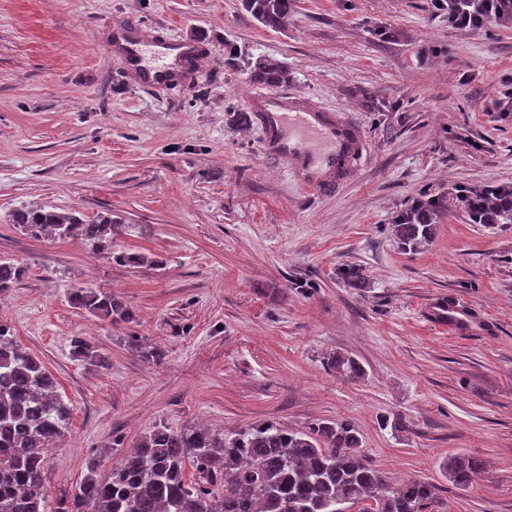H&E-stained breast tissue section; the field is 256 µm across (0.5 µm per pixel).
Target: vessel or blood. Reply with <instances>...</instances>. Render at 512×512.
Segmentation results:
<instances>
[{"label": "vessel or blood", "instance_id": "1", "mask_svg": "<svg viewBox=\"0 0 512 512\" xmlns=\"http://www.w3.org/2000/svg\"><path fill=\"white\" fill-rule=\"evenodd\" d=\"M127 56L142 86L165 84L172 75L165 65L141 67L138 44L128 45ZM263 118L271 133H278L285 124L293 128L295 136L288 142V155L301 168L309 170L318 165L328 171L335 170L346 161L355 146L353 130L339 123L333 113L310 110L285 97L278 105L266 110Z\"/></svg>", "mask_w": 512, "mask_h": 512}]
</instances>
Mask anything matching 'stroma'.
<instances>
[{
	"instance_id": "obj_1",
	"label": "stroma",
	"mask_w": 512,
	"mask_h": 512,
	"mask_svg": "<svg viewBox=\"0 0 512 512\" xmlns=\"http://www.w3.org/2000/svg\"><path fill=\"white\" fill-rule=\"evenodd\" d=\"M128 17L145 43L200 44L194 66L139 85ZM228 41L287 68L267 98L358 128L327 192L305 190L266 124L238 119L256 88L225 66ZM490 181L512 183V30L458 28L431 0H295L278 30L242 0H0V260L28 269L0 320L70 410L44 457L48 500L158 425L346 420L389 481L434 485L436 512H512V224L451 216L407 253L392 224L419 193ZM25 206L112 213L142 262L29 238L9 222ZM74 287L112 292L134 321L80 313ZM438 299L467 327L432 320ZM75 338L108 367L76 359ZM336 355L363 375L330 369ZM462 455L483 464L466 487L446 472Z\"/></svg>"
}]
</instances>
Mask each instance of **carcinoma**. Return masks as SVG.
<instances>
[{
	"label": "carcinoma",
	"instance_id": "carcinoma-1",
	"mask_svg": "<svg viewBox=\"0 0 512 512\" xmlns=\"http://www.w3.org/2000/svg\"><path fill=\"white\" fill-rule=\"evenodd\" d=\"M448 22L463 28L488 23L512 28V0H434ZM244 10L261 25L279 29L292 0H242ZM224 62H240L254 83L280 85L287 69L253 58L231 43ZM450 215L466 224H512V184L453 185L424 192L394 218L399 247L415 251L434 236ZM9 222L33 238L77 237L97 255L136 266L137 254L115 250L125 225L100 215L86 222L45 208H20ZM26 267L0 262V295L13 288ZM72 307L110 323H130L132 310L110 291L74 288ZM73 353L105 367L108 359L80 339ZM329 365L359 376L353 358L336 356ZM69 407L57 394L56 380L40 360L18 345L11 328L0 321V512H426L434 485L409 480L387 483L361 454V438L348 421L315 422L292 429L276 421L252 423L233 431L188 426L174 431L161 425L139 439L108 471L100 460L86 463L87 473L72 496L50 509L45 496L44 448L68 429ZM195 478L187 480L186 467ZM459 486L470 484L481 464L456 457L448 465Z\"/></svg>",
	"mask_w": 512,
	"mask_h": 512
}]
</instances>
